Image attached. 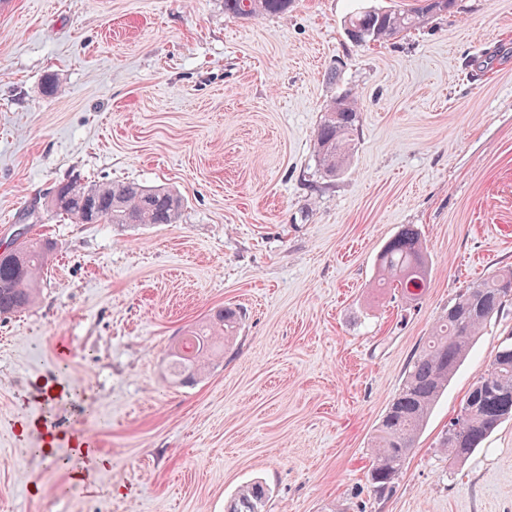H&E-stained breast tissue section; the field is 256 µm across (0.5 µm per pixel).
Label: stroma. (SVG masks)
Segmentation results:
<instances>
[{
	"instance_id": "35a3bbf8",
	"label": "stroma",
	"mask_w": 512,
	"mask_h": 512,
	"mask_svg": "<svg viewBox=\"0 0 512 512\" xmlns=\"http://www.w3.org/2000/svg\"><path fill=\"white\" fill-rule=\"evenodd\" d=\"M414 3L0 0V243L24 226L54 245L36 303L0 320V512H224L254 479L267 512H512V420L465 462L436 448L512 337V304L392 493L367 485L371 436L449 299L512 267V0L346 35L359 8ZM347 91L362 122L328 178L316 133ZM64 180L166 187L184 207L175 224H75L44 206ZM406 224L428 248L414 302L374 285ZM224 306L242 324L223 358L170 383V346ZM53 377L79 401L47 402ZM47 414L107 466L80 484L45 464L41 432L16 425ZM290 3L291 0H224V12L235 17L276 15L286 12Z\"/></svg>"
}]
</instances>
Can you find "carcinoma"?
Listing matches in <instances>:
<instances>
[{
	"mask_svg": "<svg viewBox=\"0 0 512 512\" xmlns=\"http://www.w3.org/2000/svg\"><path fill=\"white\" fill-rule=\"evenodd\" d=\"M291 0H224V13L235 17L276 15ZM455 0H421L407 9H367L349 17L360 42H383L402 31L416 29L432 14L448 12ZM361 111L355 96L333 99L316 135L315 152L327 177L338 175L349 160L358 134ZM47 206L80 224H175L183 210L180 195L165 188L139 184L78 181L59 183ZM0 253V317L26 310L35 300L52 252L48 241L16 234ZM382 279L392 281L403 296L415 300L427 288L428 260L420 233L404 225L380 251ZM512 300V268L466 288L448 302V311L434 326L413 359L398 392L390 400L371 441L367 479L371 494L384 498L392 490L415 446L428 415L467 357L482 328ZM242 317L230 308L190 331L171 352L173 374L192 381L210 356L240 329ZM512 418V343L498 348L486 373L469 388L456 417L448 423L438 448L448 459H468L499 425ZM270 489L260 480L242 486L225 505V512H266Z\"/></svg>",
	"mask_w": 512,
	"mask_h": 512,
	"instance_id": "carcinoma-1",
	"label": "carcinoma"
}]
</instances>
